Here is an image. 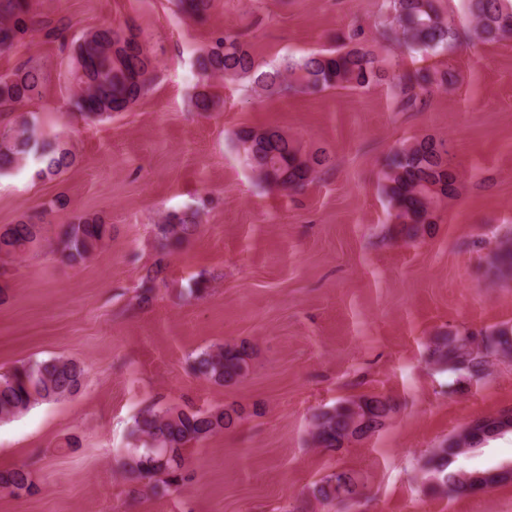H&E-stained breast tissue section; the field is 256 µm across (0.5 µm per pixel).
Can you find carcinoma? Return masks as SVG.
<instances>
[{
    "label": "carcinoma",
    "instance_id": "1",
    "mask_svg": "<svg viewBox=\"0 0 512 512\" xmlns=\"http://www.w3.org/2000/svg\"><path fill=\"white\" fill-rule=\"evenodd\" d=\"M214 0H178L183 14L204 19ZM473 20V33L480 42H496L512 36V0H467ZM389 27L382 36L412 52L444 50L460 39L453 14L439 0H390ZM30 0H0V50H7L37 31ZM71 52L72 67L69 110L85 117L110 119L125 112L144 94L157 69V60L147 47L141 30L133 24L109 26L67 40V27L49 29ZM363 32L355 29L346 42L299 58H290L281 69L262 71L247 42L239 34L226 33L199 51L196 68L201 85L193 96L198 112H211L217 102L210 92V80L249 79L255 91L267 97L313 94L344 87L364 89L381 82L389 83L401 106L413 109L433 90L450 89L457 83L449 69L423 70L397 75L388 70L378 55L361 45ZM43 67L27 59L10 71L0 73V107L14 108L42 93ZM237 147L261 182L269 187L302 189L315 174L327 168L328 155L322 150L306 151L276 126L242 131ZM23 160L36 165L35 175L50 179L60 175L74 162L73 154L56 137H47L24 121L0 131V173ZM382 191L393 209L395 234L403 240H415L435 223L439 206L454 197L457 172L449 160L448 145L424 136L412 144L392 150L386 157ZM27 216L0 229V256L26 253L44 236V218ZM200 223L197 210H173L165 214L158 227L157 258L145 270V284L163 279L170 248L191 236ZM111 234V226L96 215H79L66 225L56 240V252L71 265L85 262ZM493 265L501 276H512V239H505L493 251ZM435 337L427 350V360L445 368L455 382L461 383L487 374L490 358L512 355V326H500L474 332H455ZM195 372L216 384H235L248 372L247 354L236 346L204 349L193 358ZM86 372L77 363L53 357L25 363L0 373V419H9L32 406L58 401L78 393ZM391 400L381 395L361 396L343 401L336 407L312 416V440L321 448H340L356 437V416L369 423L394 413ZM241 418L235 407L213 411L193 409L143 410L134 420L131 435L141 447L131 449L121 462L126 478L132 482L164 477L170 489L185 480L186 450L206 437L234 425ZM468 453V446L455 443L425 460V476L434 488L457 496L467 495L462 468L455 460ZM34 488L31 474L24 466L0 470V492L11 495ZM315 498L336 501L332 476L314 484Z\"/></svg>",
    "mask_w": 512,
    "mask_h": 512
}]
</instances>
